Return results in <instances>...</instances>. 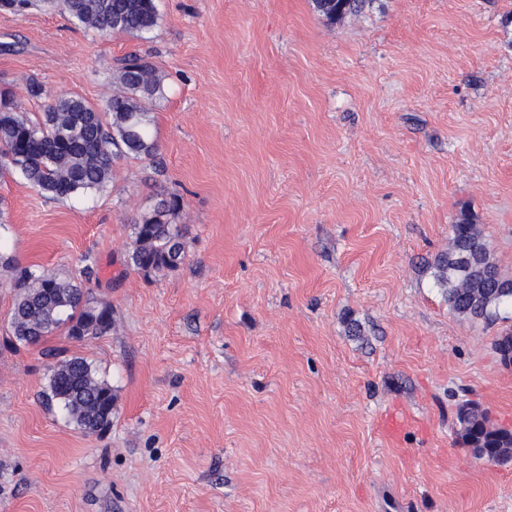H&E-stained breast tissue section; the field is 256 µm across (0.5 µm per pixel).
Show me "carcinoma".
<instances>
[{
    "instance_id": "carcinoma-1",
    "label": "carcinoma",
    "mask_w": 512,
    "mask_h": 512,
    "mask_svg": "<svg viewBox=\"0 0 512 512\" xmlns=\"http://www.w3.org/2000/svg\"><path fill=\"white\" fill-rule=\"evenodd\" d=\"M317 12L334 22L364 10L370 0H313ZM65 11L80 27L101 34L120 32L143 37L159 25L156 0H63ZM107 104L109 121L79 97L55 94L44 112L30 119L18 105L0 94V171L19 172L33 188L53 199L100 192L112 182L113 162L122 157L154 159L157 144L153 117L146 102L162 96L164 76L137 54L125 57ZM182 199H159L132 225L130 264L146 273L174 271L185 259L181 225L175 217ZM453 249L434 263V280L448 307L472 321L493 323L512 309V291L501 288L507 277L491 260L487 242L465 210L452 228ZM0 265L14 271L15 298L10 312L12 335L32 345L63 328L72 338L103 336L112 330V314L92 305L88 292L71 280L46 270L15 267L0 255ZM50 395L86 434L106 431L112 424L116 395L98 378L85 359L62 361L50 379ZM469 425L467 436L482 448L508 457L512 431L490 424L480 407L458 406L456 423Z\"/></svg>"
}]
</instances>
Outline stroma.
<instances>
[{"label":"stroma","instance_id":"stroma-1","mask_svg":"<svg viewBox=\"0 0 512 512\" xmlns=\"http://www.w3.org/2000/svg\"><path fill=\"white\" fill-rule=\"evenodd\" d=\"M149 38L0 10V90L106 110L118 61L165 77L155 160L49 198L0 177V255L82 283L103 336L17 342L0 266V512H512V464L459 443L469 400L512 429V319L452 313L430 266L469 210L512 276V0H156ZM183 199L186 258L132 267V226ZM80 357L117 396L88 435L50 398ZM401 426L388 434L383 422ZM370 0H313L317 12L334 22L346 14L362 12Z\"/></svg>","mask_w":512,"mask_h":512}]
</instances>
